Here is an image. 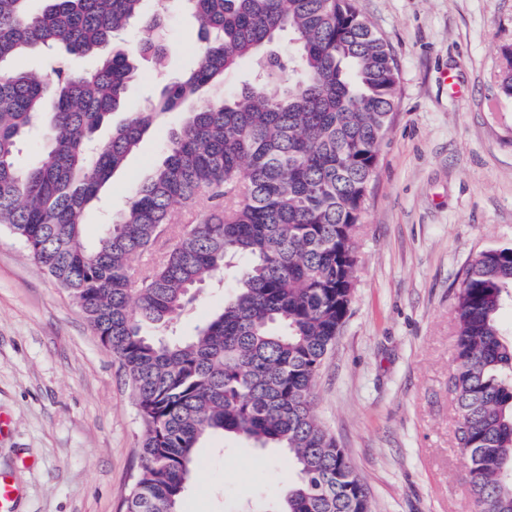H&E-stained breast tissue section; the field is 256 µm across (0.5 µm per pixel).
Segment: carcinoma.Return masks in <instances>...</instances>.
I'll return each instance as SVG.
<instances>
[{
	"label": "carcinoma",
	"mask_w": 512,
	"mask_h": 512,
	"mask_svg": "<svg viewBox=\"0 0 512 512\" xmlns=\"http://www.w3.org/2000/svg\"><path fill=\"white\" fill-rule=\"evenodd\" d=\"M0 0V226L84 312L124 372L144 424L124 512H179L210 434L288 453L294 472L273 512H372L346 451L311 394L354 295L356 232L399 81L390 48L354 0H179L198 44L192 67L151 106L97 131L162 61L167 0ZM147 36L132 49L133 27ZM293 36L285 57L280 33ZM39 50L48 79L12 65ZM96 58L86 72L75 57ZM499 87L512 95V52ZM250 63L251 79L223 91ZM185 115L161 163L119 219L87 243L83 215L166 113ZM47 143L26 170L29 133ZM197 208L159 263L135 277L177 208ZM224 305L186 339L155 337L190 293L231 268ZM512 300V248L481 252L457 296V412L476 512H512V341L499 314Z\"/></svg>",
	"instance_id": "carcinoma-1"
}]
</instances>
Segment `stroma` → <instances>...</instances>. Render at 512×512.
Returning <instances> with one entry per match:
<instances>
[{"label":"stroma","instance_id":"35a3bbf8","mask_svg":"<svg viewBox=\"0 0 512 512\" xmlns=\"http://www.w3.org/2000/svg\"><path fill=\"white\" fill-rule=\"evenodd\" d=\"M399 69L396 105L359 226L357 288L316 380L319 420L345 448L373 512H474L448 391L455 305L481 251L512 246V97L499 88L512 49V0H356ZM191 23L171 8L163 66L143 64L113 122L148 106L194 59ZM184 114H165L85 214L95 241L131 188L160 162ZM224 303L206 283L169 337L193 335ZM0 470L18 512H123L142 422L123 373L66 290L0 228ZM181 512H270L287 454L231 435Z\"/></svg>","mask_w":512,"mask_h":512}]
</instances>
